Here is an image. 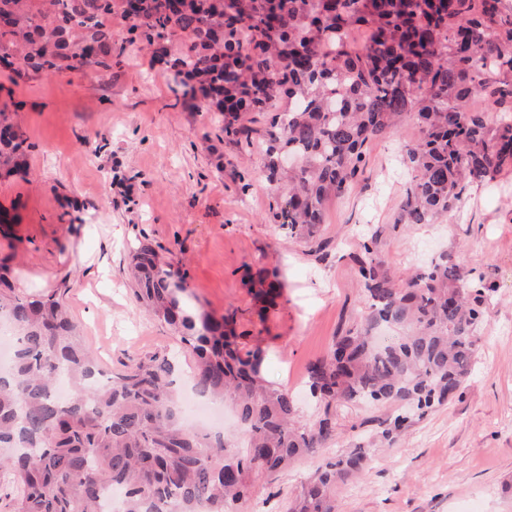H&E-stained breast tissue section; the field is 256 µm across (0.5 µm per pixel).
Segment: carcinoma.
Listing matches in <instances>:
<instances>
[{
    "instance_id": "1",
    "label": "carcinoma",
    "mask_w": 512,
    "mask_h": 512,
    "mask_svg": "<svg viewBox=\"0 0 512 512\" xmlns=\"http://www.w3.org/2000/svg\"><path fill=\"white\" fill-rule=\"evenodd\" d=\"M0 0V62L19 77L79 65L110 71L115 15L129 41L171 56L175 105L217 110L228 140L251 145L256 115L269 118L264 169L269 214L285 235L318 252L325 203L365 161V145L391 136L414 114L422 137L407 148L414 172L404 212L428 224L461 202L471 183L512 164V4L508 0ZM366 31L350 45L349 33ZM288 96V111L277 101ZM500 112L490 125L471 105ZM0 169L14 171L30 145L0 108ZM382 229L361 244L359 274L371 314L309 364L312 397L301 419L293 393L262 378L264 357L234 319L188 308L186 274L138 240L129 275L136 301L192 356L196 388L229 399L243 446L181 420L168 355L131 361L114 377L99 364L57 288L18 291L0 265V314L16 332L13 365L0 372V486L8 512H112L108 491L125 489L122 512H241L255 483L313 455L333 439L334 403H400L422 416L455 396L472 374L491 285H472L437 262L398 283L378 256ZM279 285L251 289L263 317ZM401 335L383 344L379 323ZM73 386L59 400L60 372ZM350 453L317 468L287 512H336V492L365 461Z\"/></svg>"
}]
</instances>
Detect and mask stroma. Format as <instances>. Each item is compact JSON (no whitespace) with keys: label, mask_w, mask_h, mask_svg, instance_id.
I'll return each instance as SVG.
<instances>
[{"label":"stroma","mask_w":512,"mask_h":512,"mask_svg":"<svg viewBox=\"0 0 512 512\" xmlns=\"http://www.w3.org/2000/svg\"><path fill=\"white\" fill-rule=\"evenodd\" d=\"M112 20L120 63L100 72L17 77L0 69V105L14 102L31 145L22 172L0 175V231L19 291L66 287V303L90 348L113 373L128 358L177 355L190 388L191 360L169 328L135 302L124 271L138 237L185 271L198 307L237 312L248 346L266 354L263 375L298 398L299 414L323 413L307 367L334 336L366 314L357 257L383 227L380 255L397 279L452 256L469 282L495 285L479 329L476 364L462 395L393 430L399 405L344 404L325 450L258 481L243 512H286L325 459L363 448L338 512H512V167L469 185L463 206L430 224L401 219L411 175L402 162L419 137L404 118L392 137L366 146V163L324 210L321 251L309 252L269 219L261 147L225 140L215 115L176 106L152 48L125 40ZM276 271L280 295L252 309L251 277ZM390 438H383V431Z\"/></svg>","instance_id":"stroma-1"}]
</instances>
